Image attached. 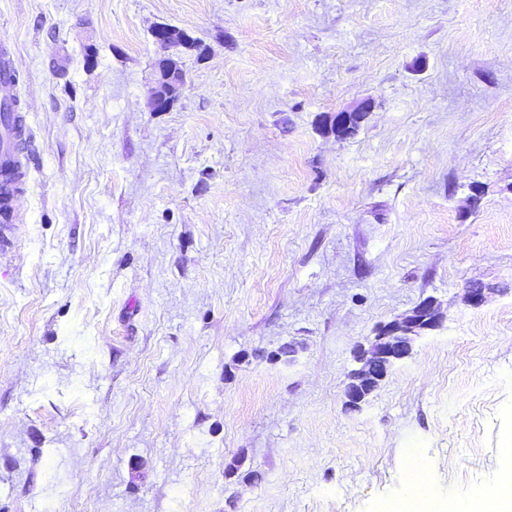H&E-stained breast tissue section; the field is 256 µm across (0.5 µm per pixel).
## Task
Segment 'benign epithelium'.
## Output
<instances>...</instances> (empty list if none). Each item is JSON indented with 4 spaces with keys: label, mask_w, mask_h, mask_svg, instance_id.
<instances>
[{
    "label": "benign epithelium",
    "mask_w": 512,
    "mask_h": 512,
    "mask_svg": "<svg viewBox=\"0 0 512 512\" xmlns=\"http://www.w3.org/2000/svg\"><path fill=\"white\" fill-rule=\"evenodd\" d=\"M152 37L156 43L168 48L187 50L191 39L183 30L159 25ZM185 87V80L170 71L157 68L150 88V104L155 112H164L173 107ZM437 310L431 299L420 302L409 314L381 326L363 349L357 361L363 364L361 379L355 380V387L347 395L345 405L358 410L369 396L387 378L392 368L412 355L417 335L437 327Z\"/></svg>",
    "instance_id": "7a95c632"
}]
</instances>
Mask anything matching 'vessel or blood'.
<instances>
[{"mask_svg":"<svg viewBox=\"0 0 512 512\" xmlns=\"http://www.w3.org/2000/svg\"><path fill=\"white\" fill-rule=\"evenodd\" d=\"M27 138L19 113H0V261L15 251L18 240L14 202L26 185Z\"/></svg>","mask_w":512,"mask_h":512,"instance_id":"vessel-or-blood-1","label":"vessel or blood"}]
</instances>
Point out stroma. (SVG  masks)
<instances>
[{
    "instance_id": "35a3bbf8",
    "label": "stroma",
    "mask_w": 512,
    "mask_h": 512,
    "mask_svg": "<svg viewBox=\"0 0 512 512\" xmlns=\"http://www.w3.org/2000/svg\"><path fill=\"white\" fill-rule=\"evenodd\" d=\"M160 24L199 44L167 112ZM1 39L31 163L0 264V512H386L414 448L429 512L492 499L512 0H0ZM427 298L439 327L346 411L356 347ZM184 87V79L158 66L149 96L153 111L164 112L171 109L182 94Z\"/></svg>"
}]
</instances>
